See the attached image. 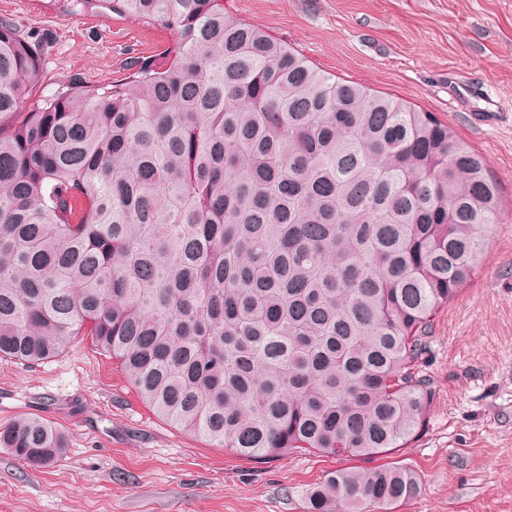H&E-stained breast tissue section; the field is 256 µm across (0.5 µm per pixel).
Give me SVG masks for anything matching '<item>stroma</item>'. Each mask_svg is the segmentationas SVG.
Masks as SVG:
<instances>
[{
	"label": "stroma",
	"mask_w": 512,
	"mask_h": 512,
	"mask_svg": "<svg viewBox=\"0 0 512 512\" xmlns=\"http://www.w3.org/2000/svg\"><path fill=\"white\" fill-rule=\"evenodd\" d=\"M333 78L434 113L478 151L502 199L474 276L434 319L420 367L435 397L395 452L423 487L407 512H512V0H224ZM41 54L36 106L78 81L123 78L173 31L69 0H0ZM26 413L67 436L36 469L0 448V512H306L337 456L249 461L154 416L88 342L39 365L0 360V422Z\"/></svg>",
	"instance_id": "obj_1"
}]
</instances>
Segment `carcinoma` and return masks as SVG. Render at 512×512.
Segmentation results:
<instances>
[{
  "instance_id": "1",
  "label": "carcinoma",
  "mask_w": 512,
  "mask_h": 512,
  "mask_svg": "<svg viewBox=\"0 0 512 512\" xmlns=\"http://www.w3.org/2000/svg\"><path fill=\"white\" fill-rule=\"evenodd\" d=\"M102 2L175 42L0 132V359L87 336L156 417L256 462L406 447L434 400L433 317L498 221L484 158L224 0ZM41 78L0 19V118ZM0 448L45 468L67 439L22 414ZM421 490L395 462L338 469L307 512H400Z\"/></svg>"
}]
</instances>
